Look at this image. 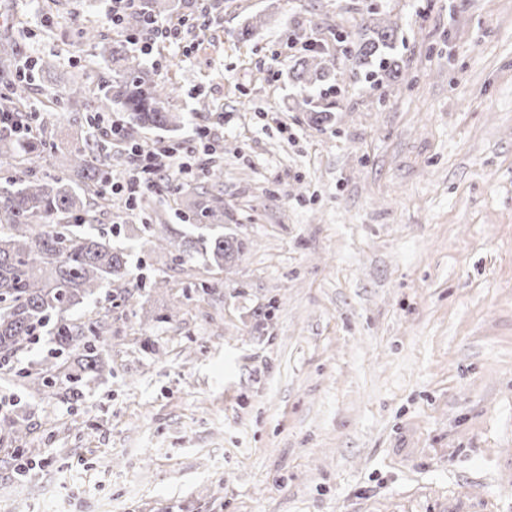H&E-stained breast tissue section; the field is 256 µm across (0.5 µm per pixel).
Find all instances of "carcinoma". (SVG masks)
<instances>
[{
  "label": "carcinoma",
  "instance_id": "1",
  "mask_svg": "<svg viewBox=\"0 0 512 512\" xmlns=\"http://www.w3.org/2000/svg\"><path fill=\"white\" fill-rule=\"evenodd\" d=\"M167 12L164 0H151L131 21L141 26L144 16L161 17ZM78 35L97 45L106 62V72L99 76L97 92L88 104L87 126H92L93 116L112 110L128 113L125 135L132 142L141 129L179 126V118L164 107L176 90L173 83L149 80L127 42L106 41L95 27L81 29ZM354 36L349 50L355 64L352 78L362 75L373 82L380 71L401 72L398 24L363 19ZM306 51L291 66V78L319 89L318 95L304 99L319 123L331 117L333 102L328 95L338 86V78L317 41L308 42ZM5 107L28 111L26 82L14 84ZM45 147L41 132L0 138V369L11 370L12 360L46 332L52 343L49 359L19 370L18 380L36 392L57 386L77 403L83 397L84 379L112 374L105 358L112 333L105 321H84L73 310L102 294L115 306L124 305L139 283L127 278L128 254L112 247L105 232L93 231L97 210L112 208V197L106 193L112 149L86 130L70 150L71 172L79 177L76 183L69 176L48 175L27 165L30 156ZM207 176L211 184L197 187L198 202L190 211L196 222L209 221L210 232H201L194 224L190 231L172 237L167 225L150 223L141 225V232L171 260L198 258L207 271L219 274L240 257L243 243L210 225L224 215L223 199L215 194L224 172L213 167ZM276 308L277 300L270 299L254 324L256 331L268 330ZM26 430L25 418L18 412L0 418V433L20 439Z\"/></svg>",
  "mask_w": 512,
  "mask_h": 512
}]
</instances>
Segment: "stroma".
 <instances>
[{
	"mask_svg": "<svg viewBox=\"0 0 512 512\" xmlns=\"http://www.w3.org/2000/svg\"><path fill=\"white\" fill-rule=\"evenodd\" d=\"M107 7L0 0V92L22 65L33 111L63 100L37 170H69L86 114L64 95L98 75L77 32L120 39ZM371 12L403 31L401 76L340 86L313 125L289 67L315 39L349 71L336 35ZM173 16L180 39L151 58L180 125L140 138L222 141L244 250L215 277L173 263L137 226L151 207L184 231L187 196H114L98 225L147 286L83 309L112 316V374L79 403L0 382L36 450L18 476L0 434V512H512V0H180Z\"/></svg>",
	"mask_w": 512,
	"mask_h": 512,
	"instance_id": "stroma-1",
	"label": "stroma"
}]
</instances>
